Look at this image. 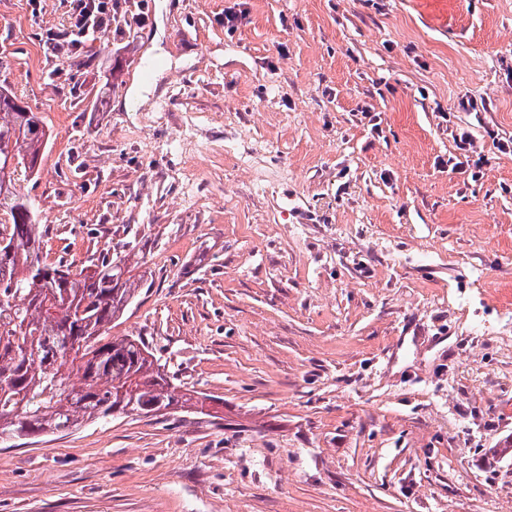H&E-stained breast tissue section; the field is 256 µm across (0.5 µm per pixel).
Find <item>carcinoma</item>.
Segmentation results:
<instances>
[{"label": "carcinoma", "mask_w": 512, "mask_h": 512, "mask_svg": "<svg viewBox=\"0 0 512 512\" xmlns=\"http://www.w3.org/2000/svg\"><path fill=\"white\" fill-rule=\"evenodd\" d=\"M15 95L0 89V214L10 253L0 256V436L62 432L114 413H159L209 396L175 385L166 365L138 336L108 338L105 327L139 295L143 277L124 257H103L79 278L52 272L42 258V229L18 175L35 169L46 134Z\"/></svg>", "instance_id": "cac0c4a2"}]
</instances>
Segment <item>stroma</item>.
<instances>
[{
	"instance_id": "1",
	"label": "stroma",
	"mask_w": 512,
	"mask_h": 512,
	"mask_svg": "<svg viewBox=\"0 0 512 512\" xmlns=\"http://www.w3.org/2000/svg\"><path fill=\"white\" fill-rule=\"evenodd\" d=\"M69 7L0 0L43 257L131 247L110 335L210 400L0 447V512H512V0H112L76 54Z\"/></svg>"
}]
</instances>
